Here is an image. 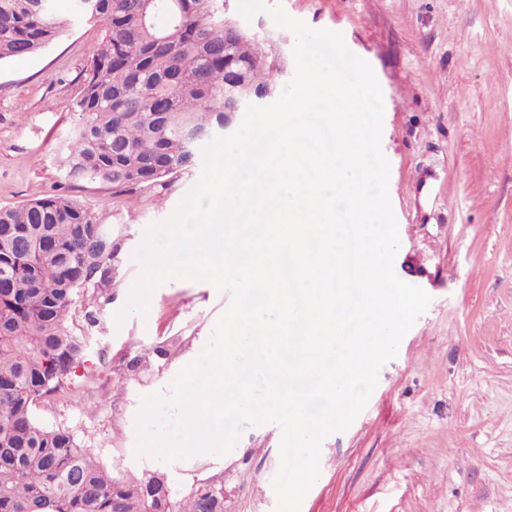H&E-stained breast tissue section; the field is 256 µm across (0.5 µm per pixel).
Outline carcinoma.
I'll list each match as a JSON object with an SVG mask.
<instances>
[{
    "label": "carcinoma",
    "mask_w": 512,
    "mask_h": 512,
    "mask_svg": "<svg viewBox=\"0 0 512 512\" xmlns=\"http://www.w3.org/2000/svg\"><path fill=\"white\" fill-rule=\"evenodd\" d=\"M52 0H0V62L58 41L71 16ZM224 0H73L101 23V48L82 70L78 120L59 159L64 181L96 179L125 191L169 187L224 128V96L238 85L279 91L280 61ZM122 236L83 201L50 195L0 208V512H224V478L178 499L162 470L108 467L72 431L36 416L83 364L89 337L69 327L78 299L110 288ZM173 336L144 349L173 356Z\"/></svg>",
    "instance_id": "1"
}]
</instances>
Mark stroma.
<instances>
[{"label":"stroma","instance_id":"35a3bbf8","mask_svg":"<svg viewBox=\"0 0 512 512\" xmlns=\"http://www.w3.org/2000/svg\"><path fill=\"white\" fill-rule=\"evenodd\" d=\"M315 29L343 34L373 68L384 95L381 149L399 226L397 275L422 287L428 309L351 426L327 437L320 476L301 512H512V0H265ZM266 11L251 27L279 39L283 80L294 74V35ZM101 26L73 22L49 48L0 63V207L50 194L77 198L121 229V266L100 322L66 392L37 410L65 426L116 469L163 464L135 451L141 398L167 393L201 353L230 296L203 281L171 280L147 314L124 311L141 272L134 253L145 229L167 220L201 177L116 193L88 180L63 185L58 156L75 123L84 66ZM182 337L171 358L129 371L143 348ZM280 428H247L228 455L163 466L176 496L224 478V512H274Z\"/></svg>","mask_w":512,"mask_h":512}]
</instances>
